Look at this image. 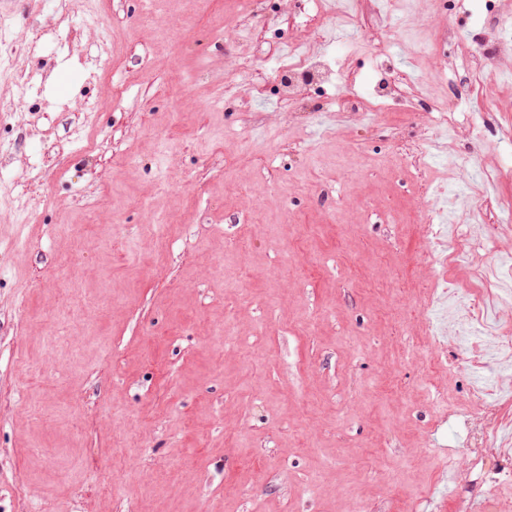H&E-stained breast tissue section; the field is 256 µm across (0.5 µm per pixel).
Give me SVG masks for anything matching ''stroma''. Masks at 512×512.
Listing matches in <instances>:
<instances>
[{
	"mask_svg": "<svg viewBox=\"0 0 512 512\" xmlns=\"http://www.w3.org/2000/svg\"><path fill=\"white\" fill-rule=\"evenodd\" d=\"M86 6L0 0L30 84L0 74V512H478L492 476L512 512V358L474 368L451 334L470 269L512 253V56L485 52L512 0H358L292 112L287 50L240 33L298 36L289 7ZM388 74L454 124L424 144ZM431 212L491 249L420 263ZM481 385L503 447L475 460Z\"/></svg>",
	"mask_w": 512,
	"mask_h": 512,
	"instance_id": "obj_1",
	"label": "stroma"
}]
</instances>
